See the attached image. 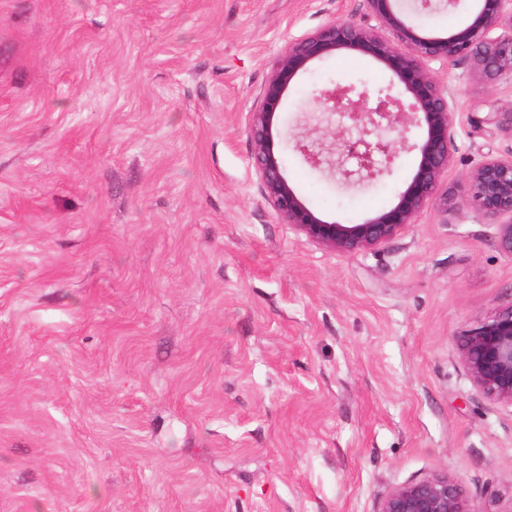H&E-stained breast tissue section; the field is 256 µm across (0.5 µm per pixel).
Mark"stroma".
<instances>
[{
  "label": "stroma",
  "instance_id": "stroma-1",
  "mask_svg": "<svg viewBox=\"0 0 512 512\" xmlns=\"http://www.w3.org/2000/svg\"><path fill=\"white\" fill-rule=\"evenodd\" d=\"M364 0H0V512H377L453 480L512 512V407L483 397L459 338L512 304L496 225L449 210L512 137L475 127L415 224L361 253L279 222L248 117L288 41ZM403 96L339 53L276 118L313 123L321 87ZM417 151L343 191L293 151L324 219L390 208Z\"/></svg>",
  "mask_w": 512,
  "mask_h": 512
}]
</instances>
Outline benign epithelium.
Listing matches in <instances>:
<instances>
[{
    "mask_svg": "<svg viewBox=\"0 0 512 512\" xmlns=\"http://www.w3.org/2000/svg\"><path fill=\"white\" fill-rule=\"evenodd\" d=\"M361 20H333L288 42L271 67L249 112L252 165L263 196L281 223L323 248L338 253L375 249L415 223L436 199L442 177L456 151L450 134L455 112L452 86L441 82L430 63L442 61L464 69L489 87L512 84V0H472L474 19L444 34L424 35L398 8L399 0H364ZM337 53L374 59L403 86L406 100L389 94L369 102L364 91L335 84L319 90L322 116L305 133L295 135L292 148L314 170L324 171L345 186L360 184L389 172L408 145L413 128L423 131L417 168L395 203L358 224L326 221L297 194L285 174L281 149L286 143L275 126L291 81L318 61ZM486 108L477 123L512 135V107L486 97L475 109ZM342 114L357 132L341 138L329 116ZM355 167L348 168L345 158ZM458 208L471 209L497 225L502 251L512 255V152L491 153L464 175ZM461 363L473 385L489 400L512 406V304L479 321L460 338ZM378 512H475L446 477L433 476L391 489Z\"/></svg>",
    "mask_w": 512,
    "mask_h": 512,
    "instance_id": "1",
    "label": "benign epithelium"
}]
</instances>
